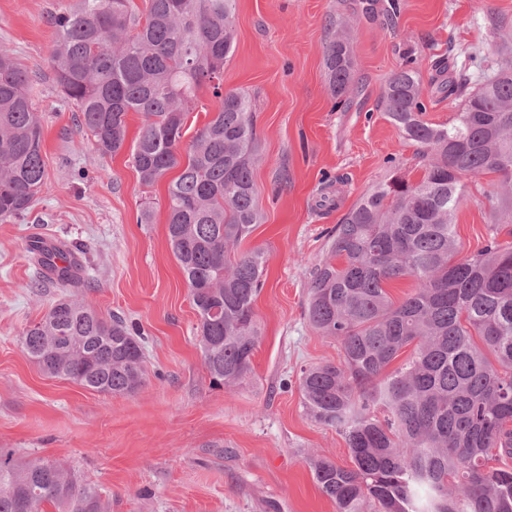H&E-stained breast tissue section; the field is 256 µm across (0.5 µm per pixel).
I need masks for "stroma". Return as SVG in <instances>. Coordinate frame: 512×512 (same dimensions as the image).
<instances>
[{"mask_svg": "<svg viewBox=\"0 0 512 512\" xmlns=\"http://www.w3.org/2000/svg\"><path fill=\"white\" fill-rule=\"evenodd\" d=\"M237 0L236 41L223 88L255 108L260 159L253 177L262 220L244 242L266 255L255 302L262 340L253 374L213 384L198 316L166 235L167 180L147 186L129 150L101 155L52 78L53 15L71 0H0V50L37 74L48 177L24 217L0 221V448L64 463L109 495L112 512H336L317 488L308 453L351 466L335 430L303 407L301 372L336 362L339 348L305 316L306 284L341 217L398 172L422 174L421 149L379 108L406 59L423 82L441 57L482 79L512 57V0ZM354 49L360 93L337 106L325 64L336 21ZM500 178L467 182L456 213L462 254L482 248ZM150 223H138L144 206ZM88 245L91 287L79 296L143 334L147 381L105 395L44 375L21 343L59 291L35 287L29 237Z\"/></svg>", "mask_w": 512, "mask_h": 512, "instance_id": "stroma-1", "label": "stroma"}]
</instances>
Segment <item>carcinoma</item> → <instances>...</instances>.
Segmentation results:
<instances>
[{
    "label": "carcinoma",
    "mask_w": 512,
    "mask_h": 512,
    "mask_svg": "<svg viewBox=\"0 0 512 512\" xmlns=\"http://www.w3.org/2000/svg\"><path fill=\"white\" fill-rule=\"evenodd\" d=\"M74 0L51 18L53 80L102 155L123 150L127 115L144 117L131 160L151 185L181 168L167 189L168 241L199 318V345L213 382L232 390L252 373L261 341L254 303L265 253L241 249L260 223L253 179L259 144L251 100L222 91L235 41L236 0ZM334 95L358 91L353 46L325 49ZM435 93L462 99L448 124L422 119L424 87L403 66L386 84L387 118L423 149V175H392L342 216L307 283L306 316L336 341L340 360L303 369L308 413L340 432L353 466L310 453L307 463L336 512H512V184L504 183L488 244L457 258L454 219L464 180L512 176V60L476 86L448 62L433 65ZM36 76L0 51V221L28 213L45 178ZM210 86L217 106L181 152L186 119ZM37 285L91 280L87 249L37 241ZM410 278L403 301L388 282ZM42 372L85 389L132 395L145 383L142 339L66 292L23 331ZM405 360L390 365L404 352ZM111 512L99 488L56 460L0 448V512Z\"/></svg>",
    "instance_id": "carcinoma-1"
}]
</instances>
